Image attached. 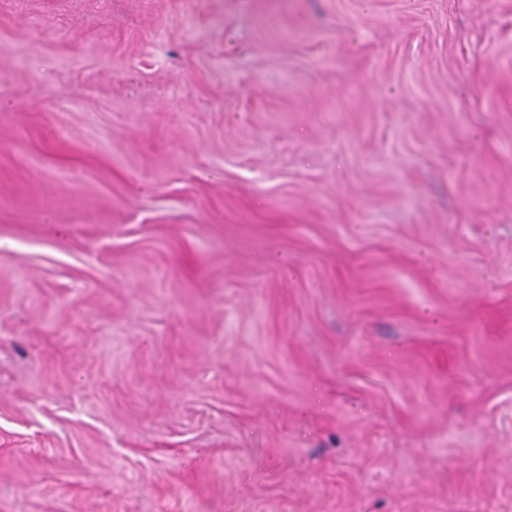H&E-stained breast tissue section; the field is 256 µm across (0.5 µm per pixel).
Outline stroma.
<instances>
[{
	"label": "stroma",
	"instance_id": "35a3bbf8",
	"mask_svg": "<svg viewBox=\"0 0 512 512\" xmlns=\"http://www.w3.org/2000/svg\"><path fill=\"white\" fill-rule=\"evenodd\" d=\"M0 512H512V0H0Z\"/></svg>",
	"mask_w": 512,
	"mask_h": 512
}]
</instances>
